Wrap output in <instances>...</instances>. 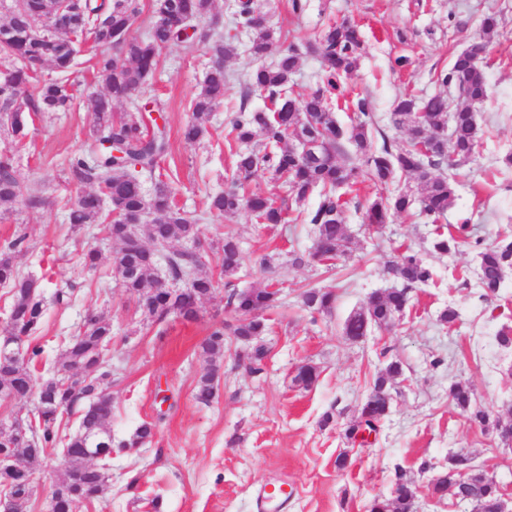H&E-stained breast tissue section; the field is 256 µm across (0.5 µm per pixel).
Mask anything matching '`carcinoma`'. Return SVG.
Segmentation results:
<instances>
[{
	"instance_id": "cac0c4a2",
	"label": "carcinoma",
	"mask_w": 512,
	"mask_h": 512,
	"mask_svg": "<svg viewBox=\"0 0 512 512\" xmlns=\"http://www.w3.org/2000/svg\"><path fill=\"white\" fill-rule=\"evenodd\" d=\"M213 0H154L153 18L148 36L132 35L142 10L140 0H70L63 9L55 8L54 27L41 29L43 18L50 13L51 0H14L7 26L10 38L0 40V59L9 63L0 77V134L20 146L26 137L27 116L40 112L66 110L74 97L64 81L70 71L77 45L91 43L109 48L114 53L101 55L96 70L104 91L89 100V139L87 149L68 159V180L76 186H89L82 192L69 213L75 228L86 224L104 225L107 237L118 246L114 264L120 268L117 279L125 292L136 298L142 313L155 322H162L176 312L191 321L197 318L201 301L213 294L211 277L200 273L201 264L188 243L199 239L200 218L178 209L169 186V177L160 163L168 151L165 130L155 128L151 110L135 104L124 112L115 106L132 101L136 89L147 84L157 69L163 47L187 42L179 29L168 19L177 16L191 24H200L212 14ZM235 24L251 33L249 54L255 65L246 74L247 90L267 94L274 111H248L240 108L231 123L228 135L242 149L236 152L231 184L208 198L211 213L232 217L249 210L259 224H281L285 221L282 207L267 197L248 195L244 185L260 168L269 170L289 186L296 204L304 203L317 192V206L306 212L305 219L313 226L314 250L308 256H291V264L303 265L307 260L332 264L350 242L344 221V208L339 191L351 190L366 182L386 186L402 174L414 179L422 188L421 211L436 224L448 213L456 200L455 177L442 172L448 160L468 158L479 138L480 129L469 102L486 97L487 80L472 51L456 55L451 67L435 75V83L452 84L466 104L448 111V96L434 93L417 101L400 99L391 112L393 126L404 133L401 148L394 151L383 142L377 152L368 151L371 113L366 111V98L359 97L355 106L363 119L348 127L340 125L333 111L341 81L358 65L363 41L355 26L333 25L314 36L310 45L324 63L322 85L297 99L289 93L291 76L298 67L299 53L294 45L281 54L272 65L264 59L281 39L268 22L266 13L243 0L234 15ZM198 39L208 44L211 67L199 91L190 102L191 117L183 128L184 139L194 142L207 131L213 110L224 100L225 58L234 54L235 46L205 27ZM49 67L57 78L45 79L37 69ZM105 142L119 145L120 155H112ZM355 148V156H346V145ZM142 170L154 177L151 191L144 189L136 175ZM414 199L401 192L384 200L374 199L367 207L366 220L375 228L386 223L392 212H404ZM0 203L17 204L25 209H38L45 199L25 193L15 176L13 156L8 148L0 150ZM138 224L134 234L128 225ZM468 225L454 230L437 229L432 250L440 255L456 251ZM186 247L172 249L173 242ZM17 238L0 251V285L10 288L8 335L24 339L26 356L18 357L0 337V399L24 397L38 385V365L43 349L29 339L37 335L46 313V302L39 285L22 275L15 267L12 252L21 248ZM478 252L479 284L483 296L495 293L512 271V239L502 238L481 246ZM224 277L234 276L240 264V249L235 236L226 234L219 246ZM167 261L169 282L151 277L154 257ZM389 272L401 287L375 291L366 306L350 314L343 324L344 336L358 340L376 328L388 326L401 314L409 301V290L428 284L433 272L414 251L406 249L394 257ZM189 285L194 298L186 299L175 287ZM229 288L226 306L240 313L235 324L214 329L202 342V354L211 361L210 368L196 384L195 398L209 403L215 395L219 371L216 360L224 356V335L242 341L255 340L266 334V323L258 313L278 305L277 292L267 288L239 291ZM335 294L322 288H308L301 293L302 306L310 313H328L334 306ZM83 365L96 367L97 374L87 379L73 373ZM57 379L41 385L38 400L31 410L32 418L19 429L0 420V453L17 454L24 463L13 469L0 468V493L14 502L15 512H28L34 493L33 475L46 463V449L60 447L66 459V472L84 471L81 486H71L68 478L57 484L58 496L51 512H73L83 502H91L103 493L108 474L107 464L113 448H141L155 430L151 422L138 425L127 437L114 441L108 430L112 407L103 412L90 411L91 399L102 387L112 386V320L103 313L89 315L78 330L68 337L53 366ZM398 362L390 363L378 376L361 404L349 436L354 439L366 430H374L391 409L394 379L400 375ZM450 395L456 406L467 414L470 422L491 428L504 441L512 442V420L491 418L478 404L472 387L457 383ZM81 412L79 428L62 437L59 428L63 416ZM95 448L101 455L99 463L90 466L86 449ZM428 490L435 496L454 492L457 504L465 512H501L500 488L494 476L471 466L464 454L448 457V470L433 479ZM418 487L406 471L396 469L394 491L389 498H375L369 512H415Z\"/></svg>"
}]
</instances>
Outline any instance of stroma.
I'll return each instance as SVG.
<instances>
[{
  "instance_id": "1",
  "label": "stroma",
  "mask_w": 512,
  "mask_h": 512,
  "mask_svg": "<svg viewBox=\"0 0 512 512\" xmlns=\"http://www.w3.org/2000/svg\"><path fill=\"white\" fill-rule=\"evenodd\" d=\"M231 2L215 0L209 26L234 37L238 50L224 63L231 76L224 102L200 141H185L182 131L209 64L204 44L163 48L155 74L134 94L139 102L154 98L163 106L169 151L162 167L179 207L200 216L203 243L228 233L240 243L241 265L231 282L219 276V254L206 263L215 290L201 302L197 320L171 316L155 324L145 319L111 272L117 246L101 225L77 231L68 222L79 190L68 182L63 163L84 149L88 100L103 89L93 45L79 48L69 77L74 109L33 116L24 146L14 151L18 181L41 192L46 203L35 210L0 207V250L24 235L17 265L39 282L49 300L36 338L45 361L56 359L61 339L72 335L86 314L106 313L113 336L112 437L121 440L145 421L156 425L144 447L114 449L106 488L84 512H258L259 487L283 474L294 483L288 512H367L373 498L391 496L395 467L424 488L447 468L452 451L466 453L477 468L493 473L512 499V450L492 430L470 424L450 396L454 383H469L492 415L512 418V346L497 341L503 328H512V273L494 296L482 298L472 245L476 238L488 244L512 236V165L505 161L512 155V0H309L301 15L292 13L288 0H264L270 24L282 32L267 63L288 46L300 50L290 83L297 97L321 82V60L308 47L315 33L343 20L359 26L364 51L341 94L367 98L376 149L404 141L390 118L395 100L436 92L435 72L449 68L479 37L482 18L492 14L499 21L488 44V95L471 105L481 140L472 156L452 169L457 198L447 221L467 223L469 242L439 257L431 251L434 227L418 209L393 214L375 230L364 226L362 209L350 205L345 213L350 250L332 267L290 264L292 254L307 252L313 243L303 212L315 208L318 197L310 195L297 207L287 185L266 170H258L245 190L286 207L285 223L259 224L245 210L227 218L207 211L209 194L222 190L233 171L238 146L227 131L236 112L268 105L263 93L245 92L240 82L252 61L247 33L232 23ZM399 56L408 63L392 70ZM401 245L432 266L433 282L411 292L405 313L388 328L348 339L342 332L345 319L363 308L372 292L391 287L387 265ZM90 248L102 256L94 270L80 262ZM264 254L274 258L271 269L257 262ZM269 285L279 288L280 304L263 314L268 331L259 342L268 355L262 373L245 367L251 343L226 337L216 396L207 405L196 402L194 388L206 366L198 345L215 327L237 319L225 305L227 288ZM69 286L77 289L71 303L52 304L56 289ZM313 286L334 289L331 313L304 310L300 294ZM448 308L458 313L451 324L440 320ZM395 360L403 374L391 414L374 444L359 446L346 430L375 378ZM307 363L317 367L319 378L306 389L293 378ZM342 454L349 455L350 464L340 470L336 459ZM132 480L133 491L127 487Z\"/></svg>"
}]
</instances>
